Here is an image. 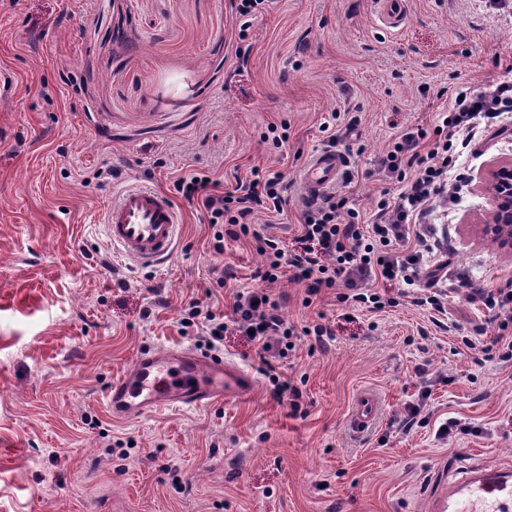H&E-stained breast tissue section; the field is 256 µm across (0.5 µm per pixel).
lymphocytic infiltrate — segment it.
<instances>
[{"mask_svg": "<svg viewBox=\"0 0 512 512\" xmlns=\"http://www.w3.org/2000/svg\"><path fill=\"white\" fill-rule=\"evenodd\" d=\"M511 134V83L478 93L463 91L441 113L433 132L407 129L380 157L378 171L387 186L377 197L373 219H365L348 194L328 191L303 200L297 233L287 242L264 234L253 222L256 213L280 215L287 209L288 185L281 172L256 168L251 179L225 188L205 173L179 177L174 188L201 205L215 253H223L225 240L243 239L263 258L254 274L256 287L236 290L230 315L189 301L180 313L182 332L195 333L212 350L223 344L226 331L248 337L265 364L272 397L287 402L291 415L301 414L298 389L277 374L272 360L287 357L300 336H313L322 345L332 332L320 324L299 328L288 321L270 285L290 276L303 285L306 307L332 292L345 308L379 312L407 301L445 314L448 296L437 290V273L430 268L441 246L425 225L429 204L437 196L455 202L469 186L459 165L461 155L487 137ZM458 286L498 323L495 336L478 325L462 337V344L485 359L511 362L512 279L487 288L464 276Z\"/></svg>", "mask_w": 512, "mask_h": 512, "instance_id": "1", "label": "lymphocytic infiltrate"}]
</instances>
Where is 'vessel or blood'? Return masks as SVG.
Returning <instances> with one entry per match:
<instances>
[{"label": "vessel or blood", "mask_w": 512, "mask_h": 512, "mask_svg": "<svg viewBox=\"0 0 512 512\" xmlns=\"http://www.w3.org/2000/svg\"><path fill=\"white\" fill-rule=\"evenodd\" d=\"M345 160L333 149L319 152L306 175L310 188L334 181ZM181 220L174 204L160 191L130 186L109 206L105 228L120 255L140 264L159 266L172 255ZM253 381L239 366L220 357L188 351L140 353L133 367L114 377L107 391L112 417L131 419L166 407L202 408L224 397L249 391ZM377 408L374 397H362L350 418L354 432L368 428ZM436 512H512V469L471 465L448 482Z\"/></svg>", "instance_id": "vessel-or-blood-1"}]
</instances>
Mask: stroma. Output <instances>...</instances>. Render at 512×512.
<instances>
[{"label":"stroma","mask_w":512,"mask_h":512,"mask_svg":"<svg viewBox=\"0 0 512 512\" xmlns=\"http://www.w3.org/2000/svg\"><path fill=\"white\" fill-rule=\"evenodd\" d=\"M404 14L393 30L377 0H271L247 24L233 0L0 6V512H431L450 470L512 464V363L478 366L461 348L473 326L491 337L497 327L455 289L461 269L512 276V255L480 232L487 173L512 160V145L491 140L464 157L470 184L456 203H432L450 249L451 330L408 304L346 318L326 294L306 307L285 277L272 291L288 319L334 335L323 347L302 338L276 365L306 417L272 398L253 345L233 333L220 355L251 375L249 393L134 419L105 404L142 351H198L178 319L191 300L228 312L233 290L212 289L214 270L255 285L261 256L242 240L210 251L177 177L206 170L230 185L256 166L283 173L287 211L255 222L286 241L311 194L307 167L328 147L323 123L358 119L334 186L370 216L379 156L398 131L433 130L448 106L440 88L512 81V0H404ZM280 121L288 141L272 150L262 135ZM137 184L166 194L183 221L161 267L123 258L105 233L113 198ZM428 380L430 418L478 435L442 445L428 426L390 432ZM365 393L379 411L355 436L348 422ZM119 440L132 444L128 459L106 449Z\"/></svg>","instance_id":"obj_1"}]
</instances>
